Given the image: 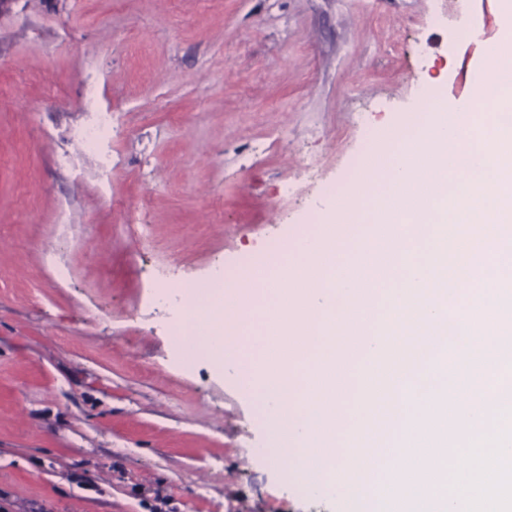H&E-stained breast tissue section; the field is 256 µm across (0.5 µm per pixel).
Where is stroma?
I'll use <instances>...</instances> for the list:
<instances>
[{"label":"stroma","mask_w":512,"mask_h":512,"mask_svg":"<svg viewBox=\"0 0 512 512\" xmlns=\"http://www.w3.org/2000/svg\"><path fill=\"white\" fill-rule=\"evenodd\" d=\"M441 9L496 30L492 0H0V512H336L270 464L231 366L183 370L155 279L249 269L421 85L454 95L480 47ZM112 112H101L99 121L82 135L85 148L91 152H99L102 142L112 140Z\"/></svg>","instance_id":"stroma-1"}]
</instances>
